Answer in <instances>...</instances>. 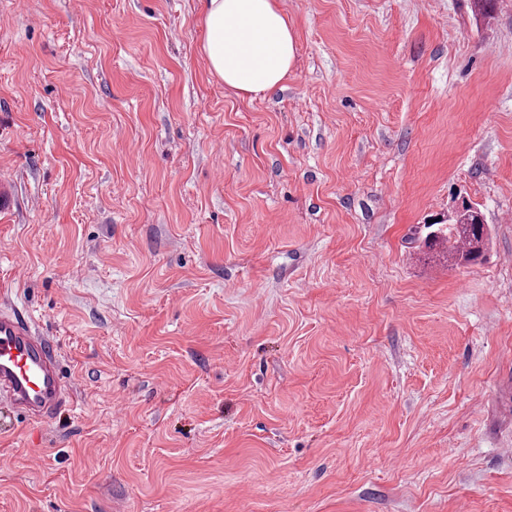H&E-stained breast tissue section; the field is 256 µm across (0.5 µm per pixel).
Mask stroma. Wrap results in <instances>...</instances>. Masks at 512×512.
<instances>
[{
  "label": "stroma",
  "instance_id": "1",
  "mask_svg": "<svg viewBox=\"0 0 512 512\" xmlns=\"http://www.w3.org/2000/svg\"><path fill=\"white\" fill-rule=\"evenodd\" d=\"M278 4L251 99L201 0H0V295L74 389L0 402V512H512V0ZM200 51L213 75L239 96L282 88L296 61V38L277 0H202ZM481 215L480 210L465 200L457 212L454 224L448 228V237H425L426 255H432V258L445 256L448 264L476 262L483 254L486 241V227Z\"/></svg>",
  "mask_w": 512,
  "mask_h": 512
}]
</instances>
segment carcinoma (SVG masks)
Segmentation results:
<instances>
[{"label": "carcinoma", "mask_w": 512, "mask_h": 512, "mask_svg": "<svg viewBox=\"0 0 512 512\" xmlns=\"http://www.w3.org/2000/svg\"><path fill=\"white\" fill-rule=\"evenodd\" d=\"M485 241L486 227L481 212L465 201L454 224L448 228V237L427 236L424 245L428 255H444L450 264H468L482 256Z\"/></svg>", "instance_id": "obj_1"}]
</instances>
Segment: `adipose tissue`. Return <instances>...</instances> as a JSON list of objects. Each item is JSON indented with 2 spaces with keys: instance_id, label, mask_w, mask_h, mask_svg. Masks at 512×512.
<instances>
[{
  "instance_id": "1",
  "label": "adipose tissue",
  "mask_w": 512,
  "mask_h": 512,
  "mask_svg": "<svg viewBox=\"0 0 512 512\" xmlns=\"http://www.w3.org/2000/svg\"><path fill=\"white\" fill-rule=\"evenodd\" d=\"M202 16L200 51L225 88L251 98L282 88L296 38L278 0H202Z\"/></svg>"
}]
</instances>
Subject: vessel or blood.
<instances>
[{
    "instance_id": "obj_1",
    "label": "vessel or blood",
    "mask_w": 512,
    "mask_h": 512,
    "mask_svg": "<svg viewBox=\"0 0 512 512\" xmlns=\"http://www.w3.org/2000/svg\"><path fill=\"white\" fill-rule=\"evenodd\" d=\"M71 388L50 337L30 314L0 302V400L26 418L46 421L69 403Z\"/></svg>"
}]
</instances>
